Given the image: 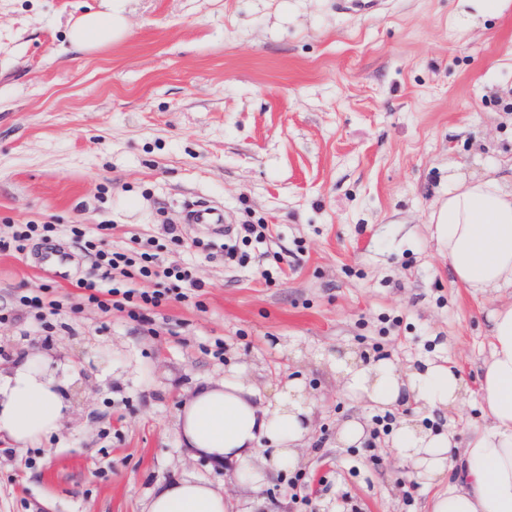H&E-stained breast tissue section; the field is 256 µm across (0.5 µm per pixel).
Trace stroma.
<instances>
[{
  "mask_svg": "<svg viewBox=\"0 0 512 512\" xmlns=\"http://www.w3.org/2000/svg\"><path fill=\"white\" fill-rule=\"evenodd\" d=\"M100 0H0V240L52 224L25 253L0 250V369L39 357L64 382L60 430L13 450L0 436V512H144L158 486L196 478L236 512H427L383 436L337 444L356 412L334 370L349 351L406 367L449 362L467 393L425 420L465 439L480 404L489 315L512 291L471 294L432 234L448 174L512 187V4L470 17L462 0H125L121 39L72 49ZM264 224L224 262L188 206ZM149 241L188 268L197 299L148 322L101 312L107 288L83 239ZM68 257L61 280L39 259ZM64 299L54 333L20 294ZM273 399L292 379L312 402L300 468L261 491L183 447L181 403L229 368ZM314 490L293 497L288 481Z\"/></svg>",
  "mask_w": 512,
  "mask_h": 512,
  "instance_id": "stroma-1",
  "label": "stroma"
}]
</instances>
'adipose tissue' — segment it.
Wrapping results in <instances>:
<instances>
[{"label": "adipose tissue", "mask_w": 512, "mask_h": 512, "mask_svg": "<svg viewBox=\"0 0 512 512\" xmlns=\"http://www.w3.org/2000/svg\"><path fill=\"white\" fill-rule=\"evenodd\" d=\"M123 0L83 15L68 40L78 49L111 43L124 29ZM434 236L447 252L456 280L475 293L512 288V188L498 179L448 178V197L432 215ZM491 350L483 363L480 399L486 422L465 441L452 431H434L420 419L396 415L414 401L423 409L460 405L462 381L433 360L400 368L387 358L339 364L336 373L347 399L364 409L395 413L390 446L410 479L446 482L431 512H512V302L490 315ZM64 398L45 377L40 360L0 375V433L26 447L55 433ZM178 424L185 447L205 454L231 476L258 489L286 467H298L300 450L312 437V411L298 380L277 399L262 397L241 372L197 390L183 405ZM273 454L259 459L261 447ZM147 512H231L222 491L190 478L175 480L150 499Z\"/></svg>", "instance_id": "ef3b65f1"}]
</instances>
